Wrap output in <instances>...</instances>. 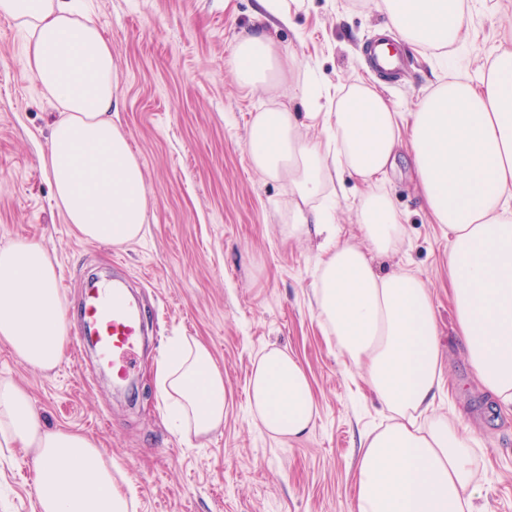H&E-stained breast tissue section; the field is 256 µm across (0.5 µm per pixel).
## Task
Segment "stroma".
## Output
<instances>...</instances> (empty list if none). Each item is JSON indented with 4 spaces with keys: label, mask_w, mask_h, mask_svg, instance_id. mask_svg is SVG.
Masks as SVG:
<instances>
[{
    "label": "stroma",
    "mask_w": 512,
    "mask_h": 512,
    "mask_svg": "<svg viewBox=\"0 0 512 512\" xmlns=\"http://www.w3.org/2000/svg\"><path fill=\"white\" fill-rule=\"evenodd\" d=\"M467 3L454 53L403 46L404 71L386 81L365 56L387 30L380 0H288L285 25L258 18L257 0H85L112 47L113 115L145 176V233L121 247L81 237L56 206L42 157L60 112L25 65L26 31L0 15V247L21 238L47 246L70 334L81 323L84 282L111 271L116 258L149 320L134 393L115 394L93 355L72 342L48 373L0 343V377L27 390L47 427L94 436L125 475L135 512H352L361 440L386 413L320 322L316 243L282 233L287 185L250 165L248 127L270 99L240 92L233 50L242 35L265 31L281 56L323 86L360 78L410 112L439 78L486 63L512 23L497 0ZM386 188L404 217V244L374 264L406 266L432 289L449 381L440 410L468 426L481 475L472 494L483 512H512V411L472 379L453 329L448 239L431 221L407 152L397 154ZM362 191L349 178L343 197L325 200L355 243ZM173 336L201 340L224 375V422L202 438L166 422L155 367ZM272 346L296 358L313 386L314 425L298 440L262 430L248 406L253 364ZM31 463L28 449L0 448V512H39Z\"/></svg>",
    "instance_id": "obj_1"
}]
</instances>
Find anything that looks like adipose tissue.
<instances>
[{
	"mask_svg": "<svg viewBox=\"0 0 512 512\" xmlns=\"http://www.w3.org/2000/svg\"><path fill=\"white\" fill-rule=\"evenodd\" d=\"M392 32L412 47L447 55L465 25L464 0H382ZM0 15L28 34L25 64L64 112L43 165L54 197L83 238L121 246L142 236L147 218L142 167L112 118V48L76 0H0ZM291 72L272 40L239 38V90L277 95ZM307 110L275 103L253 116L252 168L287 184L285 237L317 239L318 316L351 369L364 377L388 422L366 435L355 481L356 512H476L466 491L477 479L470 440L436 414L445 387L432 292L405 267L379 271L374 256L399 251L404 219L383 181L401 148L433 223L448 236L455 333L477 386L512 407V26L475 78L440 81L418 109L398 112L362 81L329 103L304 89ZM364 184L355 222L364 240L344 239L322 205L330 177ZM55 258L35 240L0 247V342L25 364L52 371L68 342L65 297ZM155 378L177 431L207 436L224 421V375L208 348L173 337ZM254 422L288 439L306 436L316 416L309 378L272 348L249 380ZM31 450L40 512H131L119 472L86 433L44 427L28 393L0 379V446Z\"/></svg>",
	"mask_w": 512,
	"mask_h": 512,
	"instance_id": "1",
	"label": "adipose tissue"
}]
</instances>
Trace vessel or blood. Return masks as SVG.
Returning a JSON list of instances; mask_svg holds the SVG:
<instances>
[{"instance_id": "b4317fda", "label": "vessel or blood", "mask_w": 512, "mask_h": 512, "mask_svg": "<svg viewBox=\"0 0 512 512\" xmlns=\"http://www.w3.org/2000/svg\"><path fill=\"white\" fill-rule=\"evenodd\" d=\"M82 315L83 335L92 341L98 364L114 384H124L132 374L144 322L122 281L91 282L82 292Z\"/></svg>"}]
</instances>
